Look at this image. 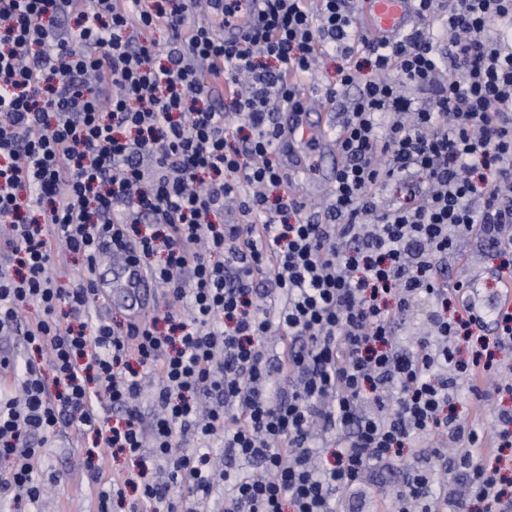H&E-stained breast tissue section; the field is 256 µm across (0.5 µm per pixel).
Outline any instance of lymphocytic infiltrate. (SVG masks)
<instances>
[{
    "mask_svg": "<svg viewBox=\"0 0 512 512\" xmlns=\"http://www.w3.org/2000/svg\"><path fill=\"white\" fill-rule=\"evenodd\" d=\"M239 2L0 0V334L33 354L20 370L0 351V376L19 377L0 391V493L40 500L35 468L65 424L92 439V483L98 449L127 463L98 512L130 488L142 512H209L216 490L223 512H359L368 469L407 456L380 512H512V409L479 423L485 381L512 368V307L475 317L445 275L473 238L512 278V0H416L414 26L380 45L351 0H263L228 46ZM328 56L342 165L311 212L288 190L279 115L303 109L298 81ZM394 184L405 195L382 204ZM60 244L81 260L66 288L49 273ZM109 248L165 285L163 317L62 324ZM190 434L221 442L223 472L182 450Z\"/></svg>",
    "mask_w": 512,
    "mask_h": 512,
    "instance_id": "f902f5d3",
    "label": "lymphocytic infiltrate"
}]
</instances>
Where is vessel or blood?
I'll use <instances>...</instances> for the list:
<instances>
[{"label": "vessel or blood", "instance_id": "vessel-or-blood-1", "mask_svg": "<svg viewBox=\"0 0 512 512\" xmlns=\"http://www.w3.org/2000/svg\"><path fill=\"white\" fill-rule=\"evenodd\" d=\"M416 20L414 0H359L358 23L361 33L371 40L392 38L410 27ZM281 125L288 133V164L285 172L288 184L296 195H307L310 187H327L335 170L326 168L318 176H310L306 165L298 160L299 151L310 140H321L325 148H333L334 133L327 125L311 127L303 114L294 109L283 113ZM98 289L104 296L113 298L125 309L146 315L152 308L153 300L150 283L143 271L128 263L118 265L109 282L99 283Z\"/></svg>", "mask_w": 512, "mask_h": 512}]
</instances>
